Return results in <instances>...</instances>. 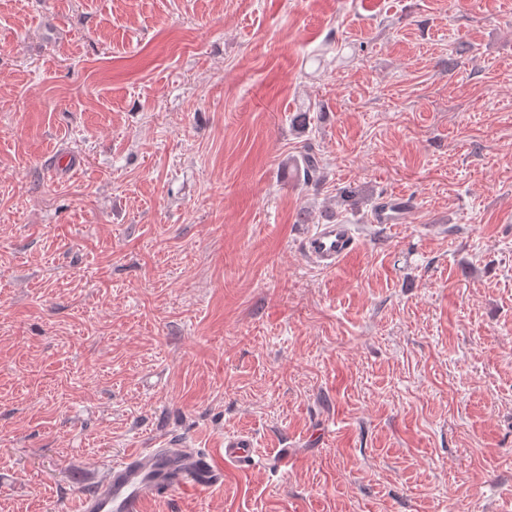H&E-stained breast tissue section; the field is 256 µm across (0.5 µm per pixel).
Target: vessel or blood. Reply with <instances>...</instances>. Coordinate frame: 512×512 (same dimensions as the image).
<instances>
[{
    "mask_svg": "<svg viewBox=\"0 0 512 512\" xmlns=\"http://www.w3.org/2000/svg\"><path fill=\"white\" fill-rule=\"evenodd\" d=\"M355 243L351 225H314L303 243V256L322 269L336 268ZM253 438L238 433L224 437V455L216 457L180 441L140 448L112 463L104 478L81 500L80 512H146L149 504L178 489H213L224 483V467L255 465Z\"/></svg>",
    "mask_w": 512,
    "mask_h": 512,
    "instance_id": "b4317fda",
    "label": "vessel or blood"
}]
</instances>
